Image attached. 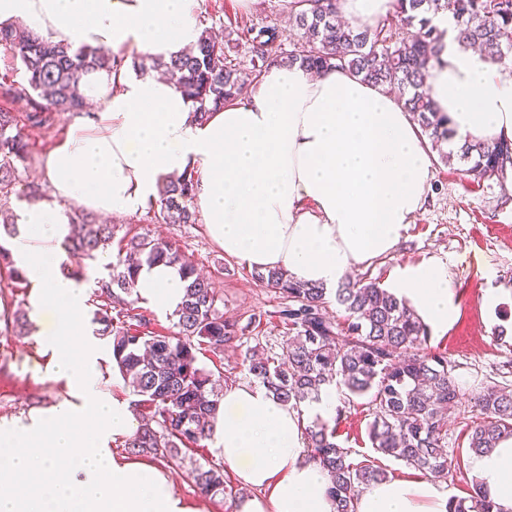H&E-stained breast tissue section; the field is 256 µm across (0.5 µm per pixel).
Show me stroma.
Returning <instances> with one entry per match:
<instances>
[{
    "label": "stroma",
    "mask_w": 512,
    "mask_h": 512,
    "mask_svg": "<svg viewBox=\"0 0 512 512\" xmlns=\"http://www.w3.org/2000/svg\"><path fill=\"white\" fill-rule=\"evenodd\" d=\"M289 0H200L199 26L213 28L224 42L226 54L249 61L250 46L231 37L234 29L267 20L280 31L283 49H292L300 38L293 25ZM74 115L55 113L51 122L30 129L32 154L19 170L21 182L42 179L41 167L47 153L62 140ZM116 237L150 234L171 240L209 276L220 291L218 308L226 320L246 330L243 343L225 345L219 352L202 348L201 364L222 370L225 385L248 383L241 363L246 348L279 346L289 334L278 317L282 300L273 289L261 285L251 269L224 255L212 242L204 224H161L153 210L112 216ZM441 261L448 269L454 288L456 313L448 326L430 332L429 348L447 353L457 365L456 375L463 397H471L488 380L506 374L512 382V183L506 176L479 178L462 172L459 163L433 159L427 203L404 232L394 256L380 257L357 270V277L388 287L389 273L400 264H414L427 258ZM481 263V280L472 290L461 283L468 262ZM498 296L495 307H487L485 295ZM43 356L36 336L0 335V416L17 417L29 410L44 408L63 393L60 383L44 378ZM372 415L366 399L347 406L337 427L338 443L351 451L352 462L369 461L392 477H404L408 466L372 448L367 425ZM219 450L205 445L196 456L169 463L176 480L175 489L198 512H230L231 502L199 493L189 477L195 463L218 460Z\"/></svg>",
    "instance_id": "1"
}]
</instances>
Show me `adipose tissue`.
I'll return each mask as SVG.
<instances>
[{"instance_id": "1", "label": "adipose tissue", "mask_w": 512, "mask_h": 512, "mask_svg": "<svg viewBox=\"0 0 512 512\" xmlns=\"http://www.w3.org/2000/svg\"><path fill=\"white\" fill-rule=\"evenodd\" d=\"M200 0H0V24L18 19L44 37L167 60L194 45ZM396 0H340L343 18L374 26ZM431 62L429 95L455 143L512 142V70L490 64L457 39L451 18ZM98 127L75 121L44 160L50 188L17 214L13 246L31 285L43 373L65 394L27 415L0 418V512H196L158 466L113 454L139 426L120 382L100 387L94 340L83 331L87 290L69 275L60 243L64 205L127 215L154 198L161 178L192 170L193 206L225 255L327 289L351 271L394 256L422 210L430 148L402 101L340 69L275 63L238 102L206 121L170 80L129 70L83 79ZM393 292L432 327L454 315L445 265L396 266ZM136 294L172 311L184 284L170 265H143ZM306 420L263 387H225L210 441L249 496L233 512H334L326 470L309 460ZM475 493L512 512V437L474 455ZM452 497L423 476L363 488L357 512H449Z\"/></svg>"}]
</instances>
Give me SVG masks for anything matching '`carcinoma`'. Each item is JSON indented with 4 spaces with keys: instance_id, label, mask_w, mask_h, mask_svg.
Masks as SVG:
<instances>
[{
    "instance_id": "obj_1",
    "label": "carcinoma",
    "mask_w": 512,
    "mask_h": 512,
    "mask_svg": "<svg viewBox=\"0 0 512 512\" xmlns=\"http://www.w3.org/2000/svg\"><path fill=\"white\" fill-rule=\"evenodd\" d=\"M290 9L301 36L286 51L288 63L299 61L316 70L338 67L377 86L399 84L410 90L404 107L436 149L452 141L455 133L427 93L429 62L442 38L432 16L448 13L458 41L477 47L490 63L512 57V0H397L394 29L336 22L337 0H290ZM250 32L248 67L229 58L207 28L194 48L156 63L192 101L198 120L241 98L278 61V28L261 22ZM0 46L22 70L21 82L6 87L0 83V96H23L27 101L22 113L0 106V199L14 195L31 203L45 193L33 182L16 190L19 166L31 156L25 129L45 124L54 112L82 111L85 74L96 69L116 72L122 59L103 46L54 42L22 24L0 26ZM454 157L469 165L466 172L492 177L512 159V144L468 141L456 152L443 154L442 160ZM195 190L191 170L163 179L156 201L159 217L169 224L198 223L192 206ZM114 235L112 225L99 224L93 214L73 206L62 244L69 253L95 260L112 246ZM143 262L169 264L185 282L182 303L172 313L178 328L173 336L151 330L152 319L136 311L130 300ZM103 269L94 293L97 333L107 339L112 360L125 385L139 397L138 405L150 413L140 419L124 448L130 455L166 462L183 451L193 452L210 436V422L222 401L215 374L199 363L198 346L219 351L238 338L239 329L218 309L221 297L215 283L169 242L135 235L119 246L117 261ZM2 270L10 283H27L10 250L0 244ZM254 277L288 299L278 314L293 335L277 352L248 349L242 366L250 378L298 411L305 402L319 401L328 387L344 393L350 403L366 397L372 407L367 437L373 448L433 478L447 479L461 470V456L448 450V411L457 409L461 396L457 364L428 349V325L411 306L376 281H347L336 289V302L347 321L342 331L322 313L328 290L294 281L279 270L257 271ZM0 323L1 336L23 335L28 313L6 306ZM459 417L465 421L467 451L479 454L494 448L512 436V386L487 383ZM305 437L308 458L331 477L335 512H356L361 490L388 478L370 464L351 462L348 449L336 440V427L319 417L307 424ZM191 478L206 497L233 494L220 464H198ZM451 512H493V507L475 494L456 499Z\"/></svg>"
}]
</instances>
